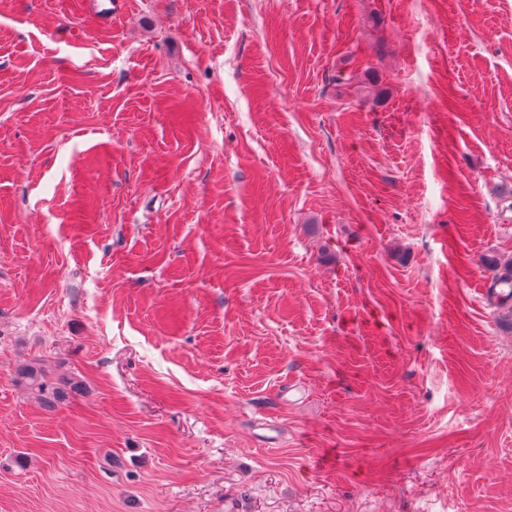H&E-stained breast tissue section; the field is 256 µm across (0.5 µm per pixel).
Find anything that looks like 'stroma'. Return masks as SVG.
<instances>
[{
    "instance_id": "35a3bbf8",
    "label": "stroma",
    "mask_w": 512,
    "mask_h": 512,
    "mask_svg": "<svg viewBox=\"0 0 512 512\" xmlns=\"http://www.w3.org/2000/svg\"><path fill=\"white\" fill-rule=\"evenodd\" d=\"M127 2L0 0V512H512V0ZM83 5L103 24H110L112 16L123 10L125 0H84ZM498 270H504L501 277L509 279L510 284L508 287L499 285L498 275L488 291V302L491 306L497 309L512 310V262L500 264L495 263ZM494 288H510L508 291H496ZM14 381L26 389L28 394L48 407L66 404L72 394L83 387L75 377L52 376L40 362L29 361L17 367Z\"/></svg>"
}]
</instances>
